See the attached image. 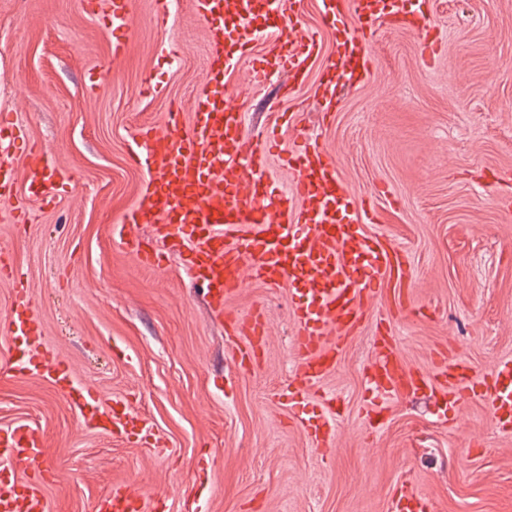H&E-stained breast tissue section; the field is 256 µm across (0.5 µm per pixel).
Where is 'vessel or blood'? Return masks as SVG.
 Instances as JSON below:
<instances>
[{
    "instance_id": "b4317fda",
    "label": "vessel or blood",
    "mask_w": 512,
    "mask_h": 512,
    "mask_svg": "<svg viewBox=\"0 0 512 512\" xmlns=\"http://www.w3.org/2000/svg\"><path fill=\"white\" fill-rule=\"evenodd\" d=\"M353 4L349 16L343 0H322L321 22L336 35V53L326 58L315 37L288 39L286 31L294 19L286 11V0H194L195 13L208 33L211 81L221 82L245 58L252 61L257 85L264 84L274 69L301 78L320 59L324 71L317 93L333 101L343 69L372 75L369 32L382 18L405 10L403 0H353ZM260 39L269 50L257 55L253 47ZM167 127L164 134L144 131L149 149L131 156L147 172V194L125 212L123 221L153 223L164 246L186 252L211 311L225 318V334L236 343L234 360L246 359L255 345L266 341L262 309L242 315L224 312L243 275L269 288L287 287L298 361L296 420L313 443H320L336 415L312 409L311 393L359 331L367 310L381 298V283L389 281L398 288L405 283L402 252L367 233V224L374 220L370 207L339 178L334 159L303 133H296L293 148L280 157L290 183L279 189L268 177L276 143L251 134L241 106L223 94L207 90L196 98L189 130H182L174 113ZM58 187L43 166L32 168L28 176L32 196L53 200ZM7 321L11 334L25 342L23 354L10 361L12 374H42L66 396L85 426L106 430L122 441L161 447L145 416L131 406L107 410L42 344L41 322L31 309L27 289H16ZM370 379L382 398L426 389L445 410L489 394L494 425L512 432L511 359L499 360L489 374L478 376L460 361L443 358L434 373L413 376L405 372L396 348L384 342L372 362ZM44 447L45 436L38 428L27 424L0 428V512H49L43 488L52 473L45 466ZM154 502L137 484L123 481L98 496L95 512H153ZM392 509L431 512L429 502L407 485Z\"/></svg>"
}]
</instances>
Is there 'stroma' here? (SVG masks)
Wrapping results in <instances>:
<instances>
[{
  "mask_svg": "<svg viewBox=\"0 0 512 512\" xmlns=\"http://www.w3.org/2000/svg\"><path fill=\"white\" fill-rule=\"evenodd\" d=\"M429 25L432 62L407 24L382 26L373 74L342 80L329 105L315 70L299 87L284 71L257 87L244 62L218 86L242 104L251 133L272 127L274 110L292 114L370 204L369 233L407 254L405 294L423 313L368 312L316 387L341 410L325 450L292 418L287 288L248 277L229 301L265 312L269 342L248 372L182 257L147 267L126 245L152 247L150 223L114 231L147 184L129 159L135 134L166 131L170 112L190 122L208 86L192 0H176L163 21L153 0H132L119 31L96 0H0V119L19 130L0 159L24 207L0 202V260L13 270L0 278V427L44 430L50 512H93L122 480L164 512H391L405 479L435 512H512V434L494 427L486 398L441 422L432 402L395 397L383 429L367 421L378 330L411 372L434 371L442 353L480 375L512 358V221L502 211L512 199V0H434ZM40 160L69 176L50 202L27 190ZM20 285L47 347L104 403L125 399L149 418L164 452L84 428L49 382L5 372Z\"/></svg>",
  "mask_w": 512,
  "mask_h": 512,
  "instance_id": "obj_1",
  "label": "stroma"
}]
</instances>
